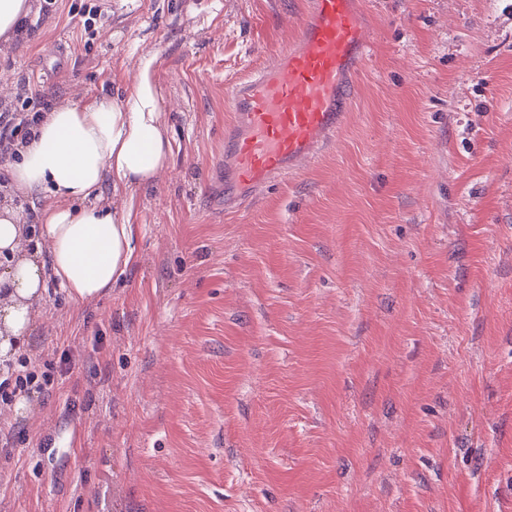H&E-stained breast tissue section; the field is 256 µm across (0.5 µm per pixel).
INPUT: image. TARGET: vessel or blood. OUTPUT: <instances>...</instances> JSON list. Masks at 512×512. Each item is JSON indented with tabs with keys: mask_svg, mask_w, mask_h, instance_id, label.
Segmentation results:
<instances>
[{
	"mask_svg": "<svg viewBox=\"0 0 512 512\" xmlns=\"http://www.w3.org/2000/svg\"><path fill=\"white\" fill-rule=\"evenodd\" d=\"M366 49L355 0H309L296 39L227 87L225 209H244L251 194L330 148L347 117L346 79Z\"/></svg>",
	"mask_w": 512,
	"mask_h": 512,
	"instance_id": "vessel-or-blood-1",
	"label": "vessel or blood"
}]
</instances>
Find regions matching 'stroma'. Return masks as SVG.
<instances>
[{
  "mask_svg": "<svg viewBox=\"0 0 512 512\" xmlns=\"http://www.w3.org/2000/svg\"><path fill=\"white\" fill-rule=\"evenodd\" d=\"M306 2L104 0L88 35L95 0H33L0 43L31 114L158 53L173 144L119 287L34 311L0 512H512V0H357L336 145L225 215V83Z\"/></svg>",
  "mask_w": 512,
  "mask_h": 512,
  "instance_id": "obj_1",
  "label": "stroma"
}]
</instances>
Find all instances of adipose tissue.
Returning a JSON list of instances; mask_svg holds the SVG:
<instances>
[{
	"mask_svg": "<svg viewBox=\"0 0 512 512\" xmlns=\"http://www.w3.org/2000/svg\"><path fill=\"white\" fill-rule=\"evenodd\" d=\"M159 57L141 55L122 93L64 101L45 112L20 146L10 170L15 192L43 198L41 233L25 238L19 214L0 208V251L15 261L0 272V357L26 335L47 279L72 303L108 294L132 265L135 229L131 208L89 204L111 180L113 193L150 184L166 168L172 142L162 120Z\"/></svg>",
	"mask_w": 512,
	"mask_h": 512,
	"instance_id": "ef3b65f1",
	"label": "adipose tissue"
}]
</instances>
